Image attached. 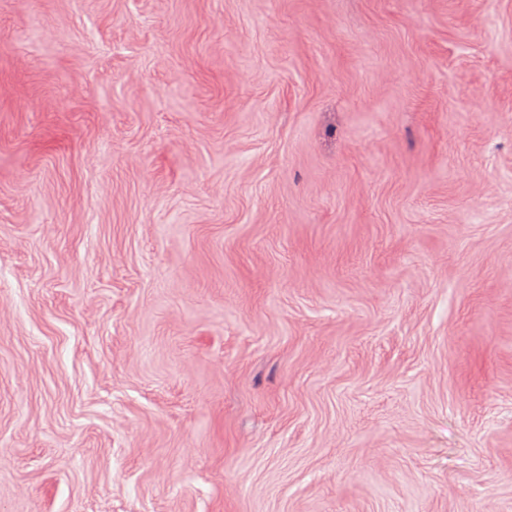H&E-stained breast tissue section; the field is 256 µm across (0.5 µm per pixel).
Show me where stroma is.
Returning a JSON list of instances; mask_svg holds the SVG:
<instances>
[{"label":"stroma","instance_id":"35a3bbf8","mask_svg":"<svg viewBox=\"0 0 512 512\" xmlns=\"http://www.w3.org/2000/svg\"><path fill=\"white\" fill-rule=\"evenodd\" d=\"M0 512H512V0H0Z\"/></svg>","mask_w":512,"mask_h":512}]
</instances>
